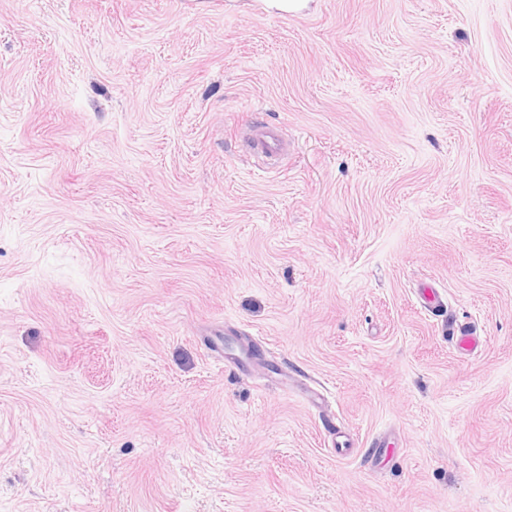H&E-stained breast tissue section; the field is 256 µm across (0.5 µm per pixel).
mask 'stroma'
Listing matches in <instances>:
<instances>
[{
    "mask_svg": "<svg viewBox=\"0 0 512 512\" xmlns=\"http://www.w3.org/2000/svg\"><path fill=\"white\" fill-rule=\"evenodd\" d=\"M274 2L0 0V512H512V0ZM280 149L281 140L277 132L271 129L261 131L253 143V151L257 156L268 158L277 154Z\"/></svg>",
    "mask_w": 512,
    "mask_h": 512,
    "instance_id": "1",
    "label": "stroma"
}]
</instances>
